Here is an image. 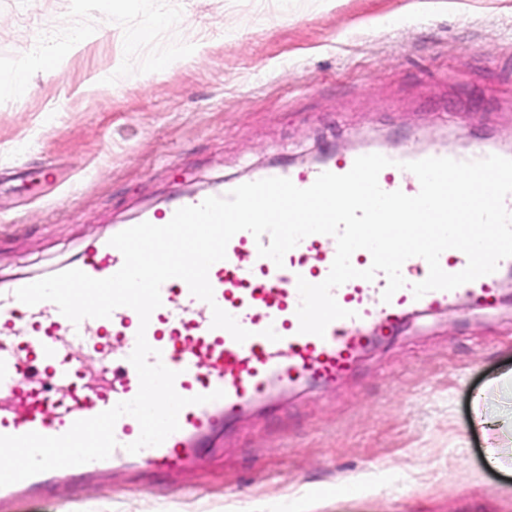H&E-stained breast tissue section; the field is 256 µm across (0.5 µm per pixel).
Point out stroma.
<instances>
[{"label":"stroma","mask_w":512,"mask_h":512,"mask_svg":"<svg viewBox=\"0 0 512 512\" xmlns=\"http://www.w3.org/2000/svg\"><path fill=\"white\" fill-rule=\"evenodd\" d=\"M39 33L66 51L0 97V283L271 165L463 136L512 149V0H125L115 20L99 0H0V76ZM510 368L504 287L491 311L407 316L339 387L229 424L189 475L76 477L0 512H298L354 478L318 512H512L473 414L506 420Z\"/></svg>","instance_id":"stroma-1"}]
</instances>
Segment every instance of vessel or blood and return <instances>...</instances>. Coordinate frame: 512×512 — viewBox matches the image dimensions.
Listing matches in <instances>:
<instances>
[{"instance_id":"vessel-or-blood-1","label":"vessel or blood","mask_w":512,"mask_h":512,"mask_svg":"<svg viewBox=\"0 0 512 512\" xmlns=\"http://www.w3.org/2000/svg\"><path fill=\"white\" fill-rule=\"evenodd\" d=\"M442 154L439 148L424 152L403 147L393 154L392 166L380 172L381 189L417 195L420 182L408 177L403 163ZM354 161L351 155L332 157L306 172L269 167L255 177H283L305 189L321 173L349 172ZM269 241V236L257 239L247 231L230 239L225 259L208 272L213 303L194 297L181 279L165 281L160 288L161 305L145 327L128 307L115 309L108 318H86L75 324L53 302L33 306L20 302L15 292L22 280L0 287V435L59 436L75 421L133 399L140 382L128 357L137 334L142 333L160 351L162 363L176 371L174 387L179 395L206 398L220 389L224 396L202 404L192 401L179 413L178 431L161 445L135 454L128 453L126 446L138 438L140 426L131 416L121 417L114 428L118 445L108 461H92L76 466L75 471L90 473L106 463L135 464L155 472L186 470L199 456L201 438L222 425L227 415L251 413L259 404L277 401L284 392L307 383L324 384L348 376L379 332L411 313L445 309L461 300L494 308L500 276L512 271V258H506L494 273L418 298L412 286L427 278L429 267L423 258H409L401 269L406 284L391 300L383 298L387 278L382 273L370 281L353 279L336 288L337 303L351 315L331 322L319 337L299 331L297 281L318 284L327 278L336 255L335 238L305 237L285 254L280 267L258 254L259 244ZM123 262L121 252L101 239L89 245L74 266L103 279L119 271ZM216 305L249 330L250 338L240 343L227 330L213 327ZM20 322L27 326V335L18 334Z\"/></svg>"}]
</instances>
